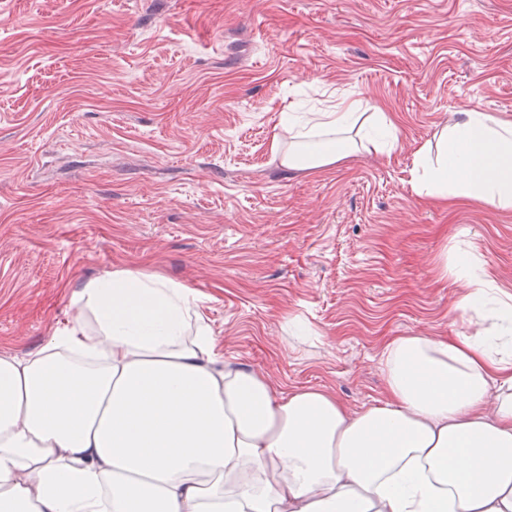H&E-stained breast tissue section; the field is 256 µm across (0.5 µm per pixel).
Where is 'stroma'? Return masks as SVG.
I'll list each match as a JSON object with an SVG mask.
<instances>
[{
  "label": "stroma",
  "instance_id": "obj_1",
  "mask_svg": "<svg viewBox=\"0 0 512 512\" xmlns=\"http://www.w3.org/2000/svg\"><path fill=\"white\" fill-rule=\"evenodd\" d=\"M382 105L403 139L287 168L285 112ZM512 117V0H0V351L115 267L207 297L226 364L358 412L393 337L466 331L447 259L512 294V211L420 201L450 115Z\"/></svg>",
  "mask_w": 512,
  "mask_h": 512
}]
</instances>
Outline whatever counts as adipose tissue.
Wrapping results in <instances>:
<instances>
[{
  "instance_id": "ef3b65f1",
  "label": "adipose tissue",
  "mask_w": 512,
  "mask_h": 512,
  "mask_svg": "<svg viewBox=\"0 0 512 512\" xmlns=\"http://www.w3.org/2000/svg\"><path fill=\"white\" fill-rule=\"evenodd\" d=\"M288 131L325 135L309 165L393 153V113L336 106ZM416 197L512 210V117L462 112L414 153ZM471 333L397 336L388 396L349 414L226 365L202 298L116 267L21 358L0 353V512H512V296L453 261Z\"/></svg>"
}]
</instances>
